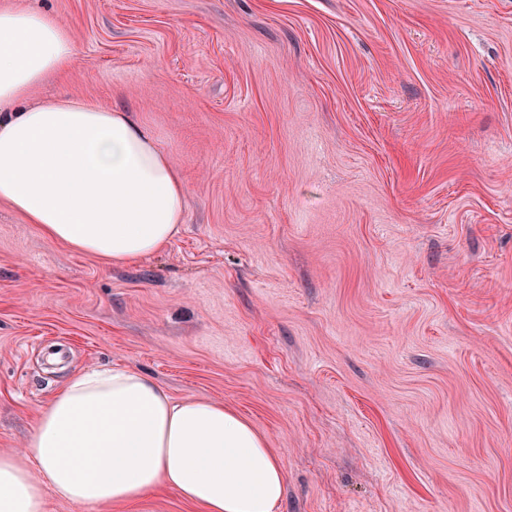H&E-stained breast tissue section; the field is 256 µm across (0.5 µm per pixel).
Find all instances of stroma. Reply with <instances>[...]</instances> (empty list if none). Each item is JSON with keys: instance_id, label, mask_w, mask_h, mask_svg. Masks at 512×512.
Wrapping results in <instances>:
<instances>
[{"instance_id": "obj_1", "label": "stroma", "mask_w": 512, "mask_h": 512, "mask_svg": "<svg viewBox=\"0 0 512 512\" xmlns=\"http://www.w3.org/2000/svg\"><path fill=\"white\" fill-rule=\"evenodd\" d=\"M9 4L74 36L39 97L132 112L186 197L123 266L0 200V452L113 365L246 418L276 512H512V0Z\"/></svg>"}]
</instances>
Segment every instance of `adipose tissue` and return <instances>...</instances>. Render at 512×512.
<instances>
[{
  "mask_svg": "<svg viewBox=\"0 0 512 512\" xmlns=\"http://www.w3.org/2000/svg\"><path fill=\"white\" fill-rule=\"evenodd\" d=\"M74 56L49 13L0 8V200L49 240L126 265L180 231L185 186L131 113L35 91ZM285 474L238 413L182 400L139 371L69 376L23 453L0 452V512H46V491L90 508L142 501L158 486L203 512H275Z\"/></svg>",
  "mask_w": 512,
  "mask_h": 512,
  "instance_id": "ef3b65f1",
  "label": "adipose tissue"
}]
</instances>
